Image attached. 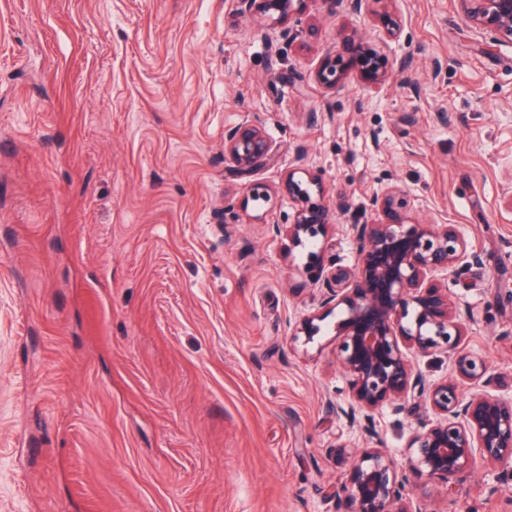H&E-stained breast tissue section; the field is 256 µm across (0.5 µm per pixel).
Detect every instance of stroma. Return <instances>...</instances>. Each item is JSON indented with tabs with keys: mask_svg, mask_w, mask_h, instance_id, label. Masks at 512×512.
Masks as SVG:
<instances>
[{
	"mask_svg": "<svg viewBox=\"0 0 512 512\" xmlns=\"http://www.w3.org/2000/svg\"><path fill=\"white\" fill-rule=\"evenodd\" d=\"M394 17L372 95L315 83L343 29L378 38L323 0L283 26L237 0H0V512H336L330 448L407 467L414 417L336 414L335 316L293 339L319 268L357 260L340 206L369 219L390 184L480 254L448 292L512 396V46L454 0ZM243 122L276 146L251 176L224 157ZM304 170L332 220L295 248L282 182ZM503 471L476 465L438 512H512Z\"/></svg>",
	"mask_w": 512,
	"mask_h": 512,
	"instance_id": "obj_1",
	"label": "stroma"
}]
</instances>
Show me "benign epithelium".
Wrapping results in <instances>:
<instances>
[{
    "label": "benign epithelium",
    "mask_w": 512,
    "mask_h": 512,
    "mask_svg": "<svg viewBox=\"0 0 512 512\" xmlns=\"http://www.w3.org/2000/svg\"><path fill=\"white\" fill-rule=\"evenodd\" d=\"M282 25L306 8L309 0H238ZM330 10L345 2L353 14L367 11L379 28L376 47L352 29L342 32L336 50L315 70V81L330 91L354 75L374 94L389 86L393 75L384 47L395 39L391 18L395 0H322ZM467 26L494 33L512 43V0H455ZM274 144L265 128L243 123L224 134V157L249 175L266 167ZM295 207L288 237L299 247L325 234L331 213L316 174L283 183ZM405 191L390 185L369 198L374 222L350 218L356 244L354 267L321 269V306L338 311L337 358L348 390L347 405L336 413L368 430L374 414L387 404L406 407L417 428L407 448L411 469L399 470L385 448L339 445L328 460L346 467L333 494L345 512H435L428 487L463 476L477 461L512 462V398L484 391L497 381L487 363L462 351L466 324L448 294V281L459 280L480 265L481 258L454 224H421L408 220ZM323 317L301 320L303 342H315ZM443 353L451 362L448 375L429 380L417 359Z\"/></svg>",
    "instance_id": "obj_1"
}]
</instances>
